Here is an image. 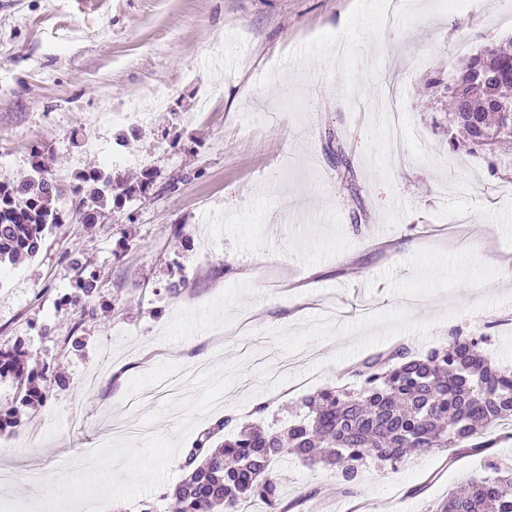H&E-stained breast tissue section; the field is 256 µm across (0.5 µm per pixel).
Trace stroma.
I'll use <instances>...</instances> for the list:
<instances>
[{"label": "stroma", "instance_id": "stroma-1", "mask_svg": "<svg viewBox=\"0 0 512 512\" xmlns=\"http://www.w3.org/2000/svg\"><path fill=\"white\" fill-rule=\"evenodd\" d=\"M411 8L386 27L377 0H0L9 176L28 174L39 147L74 182L112 161L116 129L97 112L165 100L121 147L120 170L153 171L150 189L98 223L67 219L0 275V348L23 343L69 380L23 407L0 378V415L18 418L0 434V512H40L33 471L56 512H164L200 431L226 415L287 423L296 401L358 387L354 367L401 344L481 336L512 368V159L450 150L426 87L464 59L455 42L475 52L512 37V0ZM393 102L401 166L386 140ZM177 224L207 225V258L183 250ZM82 273L97 297L80 320L63 297ZM483 437L479 456L368 464L351 496L333 468L283 459L277 512H429L486 463L512 465V427Z\"/></svg>", "mask_w": 512, "mask_h": 512}]
</instances>
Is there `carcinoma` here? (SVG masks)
<instances>
[{"label":"carcinoma","instance_id":"carcinoma-1","mask_svg":"<svg viewBox=\"0 0 512 512\" xmlns=\"http://www.w3.org/2000/svg\"><path fill=\"white\" fill-rule=\"evenodd\" d=\"M512 69V40L491 43L453 67L448 81L429 80L443 88L452 108L466 115L448 130V147L465 138L470 152L490 155L485 133L498 128V109L512 106V79L501 84L480 80L486 69ZM30 172L16 181H0V269L35 257L48 233L62 226L61 202L79 197L75 219L95 224L106 209L121 206L151 184H132L114 169H93L75 176L77 184L49 181L52 158L41 149L31 153ZM95 289L79 280L70 302L82 318L94 311ZM31 353L17 344L0 349V375L11 374L21 404L45 399L36 381L52 376L47 362L29 364ZM363 387L351 393L325 387L302 398L300 413L280 427L240 423L225 416L203 430L187 449L184 477L162 499H172L179 512H243L255 498L276 509L280 479L272 463L294 456L336 470L340 488L355 493L362 467L369 461L392 466L432 448H454L469 440L478 455L489 444L477 440L497 420H512V370L495 365L484 353L481 338H457L448 346L423 354L401 346L358 365ZM429 512H512V467L490 462Z\"/></svg>","mask_w":512,"mask_h":512}]
</instances>
